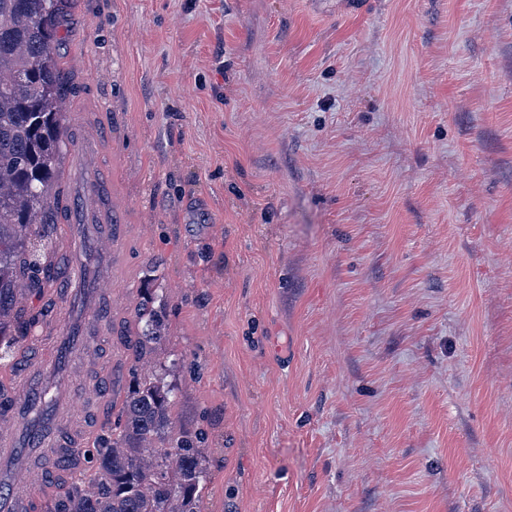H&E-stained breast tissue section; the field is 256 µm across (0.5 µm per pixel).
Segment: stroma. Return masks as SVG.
Returning <instances> with one entry per match:
<instances>
[{"mask_svg":"<svg viewBox=\"0 0 512 512\" xmlns=\"http://www.w3.org/2000/svg\"><path fill=\"white\" fill-rule=\"evenodd\" d=\"M112 364L167 302L202 512H512V0H63Z\"/></svg>","mask_w":512,"mask_h":512,"instance_id":"35a3bbf8","label":"stroma"}]
</instances>
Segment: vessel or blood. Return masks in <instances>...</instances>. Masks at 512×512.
Here are the masks:
<instances>
[{
    "mask_svg": "<svg viewBox=\"0 0 512 512\" xmlns=\"http://www.w3.org/2000/svg\"><path fill=\"white\" fill-rule=\"evenodd\" d=\"M92 135L80 134L69 147L72 201L60 215L70 242L92 243L98 265L89 269L76 256L68 260L67 276L50 290L53 315L29 345L30 356L0 399V512H20L49 487L34 457L45 448H76L81 434L66 427L65 412L82 410L68 380L52 382L61 368L73 369L77 354L91 359L103 378L112 376V360L95 358L93 335L102 334L97 312L112 297V229L106 202L96 179L97 156Z\"/></svg>",
    "mask_w": 512,
    "mask_h": 512,
    "instance_id": "obj_1",
    "label": "vessel or blood"
}]
</instances>
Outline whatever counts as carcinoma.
Instances as JSON below:
<instances>
[{
  "label": "carcinoma",
  "instance_id": "carcinoma-1",
  "mask_svg": "<svg viewBox=\"0 0 512 512\" xmlns=\"http://www.w3.org/2000/svg\"><path fill=\"white\" fill-rule=\"evenodd\" d=\"M58 0H0V360L13 354L6 331L25 320L17 283L29 267L46 273L32 226L41 223L66 148L65 98L58 94ZM166 301L143 294L134 361L154 357L168 337ZM175 361L133 373L118 409L116 432L84 449L81 470L56 487L49 512H200L207 473L203 433L171 434Z\"/></svg>",
  "mask_w": 512,
  "mask_h": 512
}]
</instances>
